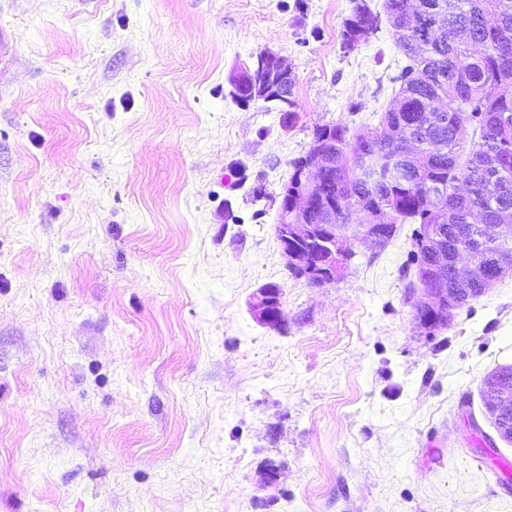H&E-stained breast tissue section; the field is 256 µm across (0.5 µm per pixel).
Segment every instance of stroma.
<instances>
[{
    "label": "stroma",
    "instance_id": "stroma-1",
    "mask_svg": "<svg viewBox=\"0 0 512 512\" xmlns=\"http://www.w3.org/2000/svg\"><path fill=\"white\" fill-rule=\"evenodd\" d=\"M351 8L0 0V512H512L482 399L512 273L428 332L413 225L321 288L275 234L313 129L398 93L390 25L346 49ZM264 51L291 113L234 98ZM281 288L266 284L257 289L253 296L251 310L254 318L262 325L279 328L282 324Z\"/></svg>",
    "mask_w": 512,
    "mask_h": 512
}]
</instances>
